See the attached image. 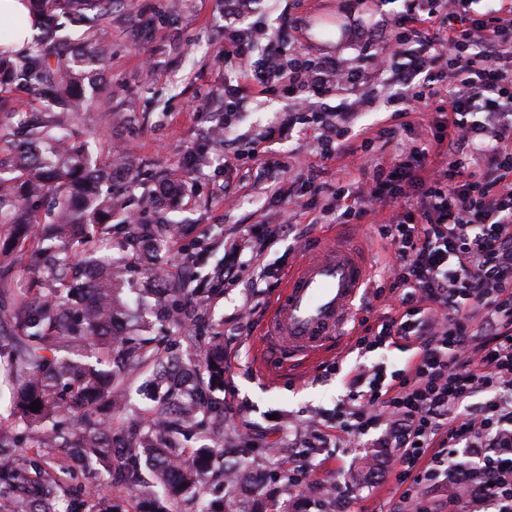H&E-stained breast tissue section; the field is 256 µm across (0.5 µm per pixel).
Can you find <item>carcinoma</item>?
<instances>
[{
    "label": "carcinoma",
    "mask_w": 512,
    "mask_h": 512,
    "mask_svg": "<svg viewBox=\"0 0 512 512\" xmlns=\"http://www.w3.org/2000/svg\"><path fill=\"white\" fill-rule=\"evenodd\" d=\"M116 2L41 0L42 40L19 62L0 54V87L23 82L44 112L32 125L0 130V224L12 229L14 254L0 265V337L7 340L6 379L18 418L14 426H0V512H121L110 495L91 488L74 494V461L88 472L102 467L110 484L139 491L145 512H171L189 490L236 470L224 460V409L213 399L204 402L206 383L183 361L182 347H193L195 337L175 336L164 348L148 349L133 336L140 323L132 322L129 309V272L161 281L150 262L158 242L153 225H124L137 247L134 266L89 246L92 232L112 230L115 195L103 185L126 171L116 162L98 166L87 145L67 132L59 113L81 110L88 68L103 61V50L91 36L81 54H67L56 33L61 14L81 16L96 31L112 24ZM170 190H182L181 183L160 180L143 209H160ZM46 193L54 198V230L38 235L33 205ZM16 266L42 271L50 287H14ZM204 294L201 288H141L137 305L149 309L151 299L165 296L162 317L177 327L182 301ZM202 361L209 384H220L224 344L208 343ZM126 363L152 366L155 395L140 435L121 441L112 412L125 392L115 366ZM36 400L38 411L31 409ZM44 427L49 455L28 448ZM196 435L211 445H182ZM258 495L255 487L200 512H258Z\"/></svg>",
    "instance_id": "obj_1"
}]
</instances>
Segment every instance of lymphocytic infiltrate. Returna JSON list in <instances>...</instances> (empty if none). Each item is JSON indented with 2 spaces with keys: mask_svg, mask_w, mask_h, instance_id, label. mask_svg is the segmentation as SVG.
I'll use <instances>...</instances> for the list:
<instances>
[{
  "mask_svg": "<svg viewBox=\"0 0 512 512\" xmlns=\"http://www.w3.org/2000/svg\"><path fill=\"white\" fill-rule=\"evenodd\" d=\"M381 52L395 62L386 106L416 101L448 115V154L426 144L377 162L366 188L336 200L355 219L376 201L417 198L420 221L392 215L380 234L394 261L383 274L402 310L357 340L361 349H415L403 368L354 377L345 431H379L400 494L393 512H445L428 487L465 486L474 512H512V0H412ZM307 94L360 81L344 62L283 64ZM447 69L446 91L432 73ZM482 406L455 412L476 394Z\"/></svg>",
  "mask_w": 512,
  "mask_h": 512,
  "instance_id": "1",
  "label": "lymphocytic infiltrate"
}]
</instances>
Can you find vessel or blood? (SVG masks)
<instances>
[{
	"label": "vessel or blood",
	"instance_id": "b4317fda",
	"mask_svg": "<svg viewBox=\"0 0 512 512\" xmlns=\"http://www.w3.org/2000/svg\"><path fill=\"white\" fill-rule=\"evenodd\" d=\"M370 269L352 246L328 242L289 275L265 341L288 356L311 357L343 333Z\"/></svg>",
	"mask_w": 512,
	"mask_h": 512
}]
</instances>
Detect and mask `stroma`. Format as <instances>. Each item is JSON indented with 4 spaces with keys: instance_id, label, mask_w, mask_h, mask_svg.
Segmentation results:
<instances>
[{
    "instance_id": "35a3bbf8",
    "label": "stroma",
    "mask_w": 512,
    "mask_h": 512,
    "mask_svg": "<svg viewBox=\"0 0 512 512\" xmlns=\"http://www.w3.org/2000/svg\"><path fill=\"white\" fill-rule=\"evenodd\" d=\"M405 9L404 0H252L248 13L230 19L221 0H126L105 35L103 67L86 86L107 107L80 113L73 125L99 159L113 144L125 145L130 174L117 184L123 212L139 211L160 178L185 185L164 210L170 223L181 225L182 246L163 244L157 258L170 266L189 254L198 287L211 291L204 306L188 308L179 329L224 341V378L214 392L224 408V446L240 469L262 474L264 512H325L321 488L330 484L345 495L349 512H391L398 500L393 476L369 463L384 458L386 449L367 435L348 439L335 425L352 377L376 364L401 366L409 351L390 346L365 353L340 342L311 366L273 352L259 356L255 338L281 289L279 277L331 230L337 242L357 246L381 280V297L369 293L363 300L356 335L400 310L380 277L390 252L379 234L399 204L386 198L361 219H341L336 186L361 182L363 174L351 154L324 156L321 130L295 109L287 79L261 75L275 43L290 59H350L363 73L356 88L310 97L324 122L336 123L337 113L361 97L369 105L348 143L358 144L364 129L375 136V159L419 142L446 151L442 117L420 106L407 113L385 108L387 80L370 62L381 47L380 31L394 29ZM218 124L224 134L217 138L211 130ZM196 153L206 156L205 164H192ZM273 157L280 166L270 165ZM228 192L238 198L235 208L224 205ZM301 194L312 200L313 213L294 207ZM275 224L291 230L270 244L261 229ZM240 242L257 262L235 282L218 283L230 245ZM125 379L130 401L115 425L130 434L143 419L142 390L151 371L131 370ZM312 440L319 446L313 457L318 486L302 491L288 486L269 448L298 451Z\"/></svg>"
}]
</instances>
